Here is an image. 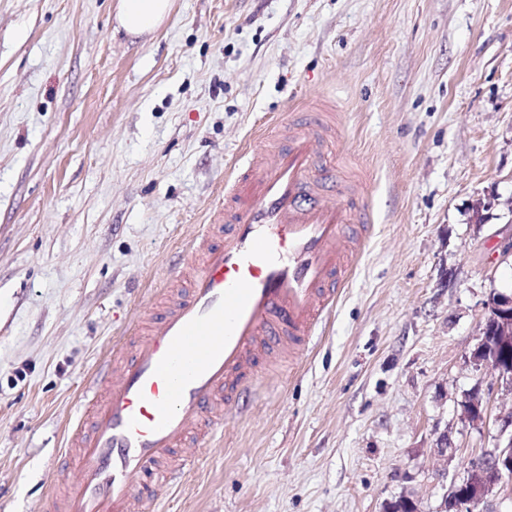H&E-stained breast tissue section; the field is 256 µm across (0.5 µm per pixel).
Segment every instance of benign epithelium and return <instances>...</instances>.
Instances as JSON below:
<instances>
[{"mask_svg": "<svg viewBox=\"0 0 512 512\" xmlns=\"http://www.w3.org/2000/svg\"><path fill=\"white\" fill-rule=\"evenodd\" d=\"M481 348L471 354L475 370L489 371L512 387V364L504 352L512 347V294H497L487 302V313L479 341ZM486 405L483 398L475 394L465 417L472 422L485 419ZM512 479V435L498 438L496 451L474 458L469 462L464 484H453L442 495L438 512H448V503H453L454 512H474L492 488L503 480Z\"/></svg>", "mask_w": 512, "mask_h": 512, "instance_id": "obj_1", "label": "benign epithelium"}]
</instances>
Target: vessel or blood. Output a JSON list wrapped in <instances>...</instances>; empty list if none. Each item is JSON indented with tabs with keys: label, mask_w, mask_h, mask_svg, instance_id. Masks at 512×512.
<instances>
[{
	"label": "vessel or blood",
	"mask_w": 512,
	"mask_h": 512,
	"mask_svg": "<svg viewBox=\"0 0 512 512\" xmlns=\"http://www.w3.org/2000/svg\"><path fill=\"white\" fill-rule=\"evenodd\" d=\"M335 139L329 106L295 108L226 177L209 224L174 257L172 289L95 373L100 395L71 441L81 481L42 512H135L190 469L188 457L166 463L192 428L212 431L215 409L240 411L269 362L310 350L371 230L354 183L326 159Z\"/></svg>",
	"instance_id": "vessel-or-blood-1"
}]
</instances>
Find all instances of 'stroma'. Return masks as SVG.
I'll return each mask as SVG.
<instances>
[{
  "label": "stroma",
  "mask_w": 512,
  "mask_h": 512,
  "mask_svg": "<svg viewBox=\"0 0 512 512\" xmlns=\"http://www.w3.org/2000/svg\"><path fill=\"white\" fill-rule=\"evenodd\" d=\"M172 2L133 38L119 0H0V512L75 487L52 473L88 377L304 104L334 108L371 236L313 350L262 374L155 512H437L512 413L470 362L512 292V0Z\"/></svg>",
  "instance_id": "stroma-1"
}]
</instances>
